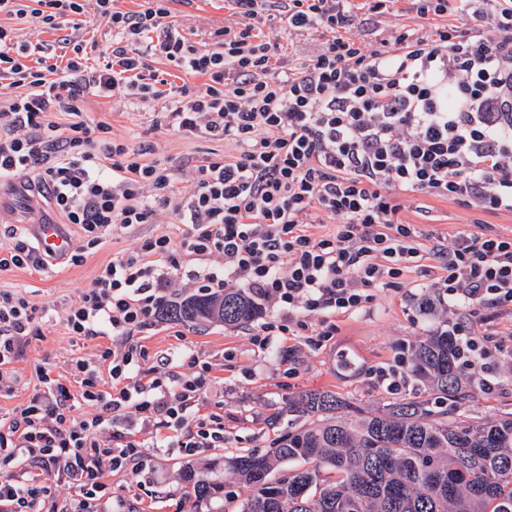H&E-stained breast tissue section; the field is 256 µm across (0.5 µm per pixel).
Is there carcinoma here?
I'll return each mask as SVG.
<instances>
[{"instance_id": "cac0c4a2", "label": "carcinoma", "mask_w": 512, "mask_h": 512, "mask_svg": "<svg viewBox=\"0 0 512 512\" xmlns=\"http://www.w3.org/2000/svg\"><path fill=\"white\" fill-rule=\"evenodd\" d=\"M259 307L242 290L190 295L163 315L185 323L240 325ZM408 371L439 398L463 400L455 337L436 332L411 345ZM288 430L269 455L224 457V476L250 487L240 512H512V413L482 420L462 410L432 413L425 400L357 410L331 390L288 398ZM290 463L292 467L280 470ZM185 480L196 499L224 485Z\"/></svg>"}]
</instances>
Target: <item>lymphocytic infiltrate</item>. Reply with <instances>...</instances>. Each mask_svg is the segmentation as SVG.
Here are the masks:
<instances>
[{
	"label": "lymphocytic infiltrate",
	"instance_id": "obj_1",
	"mask_svg": "<svg viewBox=\"0 0 512 512\" xmlns=\"http://www.w3.org/2000/svg\"><path fill=\"white\" fill-rule=\"evenodd\" d=\"M275 1L289 34L321 38L314 55L286 56L260 37ZM169 2L123 12L113 0H0V13L56 34L22 41L0 25V185L25 176L46 188L82 230L73 263L160 212L181 226L113 257L65 309L72 339L105 341L94 359L71 357L66 376L43 363L19 373L40 337L38 309L0 290V394L23 395L0 412V512H123L111 477L155 485L143 437L158 424L164 452L223 447L208 357L181 351L180 373L138 338L174 275L202 294L240 289L269 303L252 335L265 349L286 335L319 344L333 333L328 315L361 311L433 260L425 308L457 313L450 333L472 385L488 388L498 365V346L459 309L512 308V234L477 219L446 236L402 213L422 196L512 213V0H409L419 27L370 40L358 11L384 13L389 0H232L234 19L206 50L175 28ZM89 15L111 33L107 50L80 37ZM98 52L104 64L88 67ZM154 56L202 84L165 83ZM90 95L155 108L165 130L234 151L193 165L189 187L176 189L153 146L102 140L108 123L84 114ZM328 219L334 229L316 232Z\"/></svg>",
	"mask_w": 512,
	"mask_h": 512
}]
</instances>
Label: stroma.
<instances>
[{"label":"stroma","mask_w":512,"mask_h":512,"mask_svg":"<svg viewBox=\"0 0 512 512\" xmlns=\"http://www.w3.org/2000/svg\"><path fill=\"white\" fill-rule=\"evenodd\" d=\"M170 8L181 33L202 49L208 48L212 32L231 15L229 0H172ZM84 105L89 115L107 122L111 134L131 146L153 142L159 156L173 163L176 184L182 189L189 186L191 179L190 172L183 167L185 161L219 157L233 151L230 144L217 139L174 135L156 127L155 112L124 97L90 96ZM426 203L429 218L410 210L404 214L405 221L424 222L436 232L452 233L467 229L479 216L472 208L442 199L430 197ZM22 219L31 223L41 219L55 222L59 216L45 200L33 205L5 202L0 207V249L11 247L10 227ZM173 230L168 216L162 215L154 224L115 230L80 263L0 271V289L26 292L37 308L53 313L51 321L40 322L42 337L30 346L18 364L19 370L29 372L34 363L44 361L61 374L73 353L91 357L96 351L95 342L74 349L61 319L62 311L113 256L132 250L142 237ZM432 277L429 270L406 273V281L418 287L415 295L388 290L377 294L360 312L331 316L336 329L320 346L307 345L296 336H280L267 350L254 347L250 341L252 332L271 314L267 304L262 305L257 320L240 326L220 322L195 326L163 320L145 330L142 341L151 352L167 354L183 342L211 358L214 376L224 383V445L194 458L148 449L150 464L162 486L161 494L151 496L131 489L118 476L113 479L116 493L128 500L133 512H180L184 505L192 512H239L250 490L246 485L225 480V456L244 451L257 455L271 453L274 439L287 424L282 421L269 426V417L281 412L289 396L307 389L335 391L365 412L408 398L428 401L431 409L443 411V404L434 399L425 383L412 379L406 388L391 391L378 385L374 377L375 371L392 365L402 350L426 336L447 330L445 314H428L421 308L426 295L423 285ZM472 324L478 334L502 343L512 353V311L481 308L474 311ZM463 391L461 406L471 415L496 419L512 413V361L500 363L488 390L467 384ZM189 469L199 478L224 482L223 494L204 501L191 499V489L183 478Z\"/></svg>","instance_id":"obj_1"}]
</instances>
